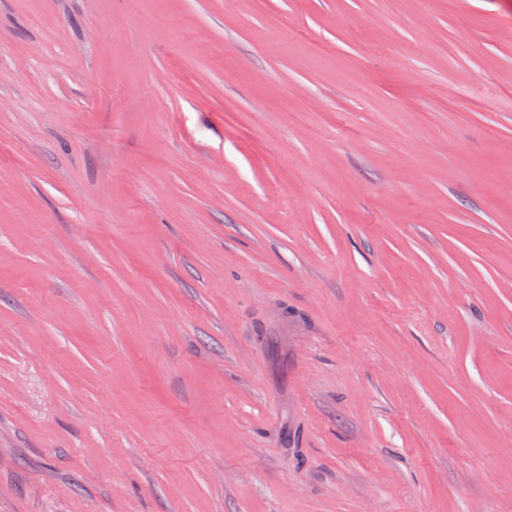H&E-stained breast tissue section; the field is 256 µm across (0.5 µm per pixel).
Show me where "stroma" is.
<instances>
[{
	"label": "stroma",
	"instance_id": "35a3bbf8",
	"mask_svg": "<svg viewBox=\"0 0 512 512\" xmlns=\"http://www.w3.org/2000/svg\"><path fill=\"white\" fill-rule=\"evenodd\" d=\"M0 512H512V0H0Z\"/></svg>",
	"mask_w": 512,
	"mask_h": 512
}]
</instances>
